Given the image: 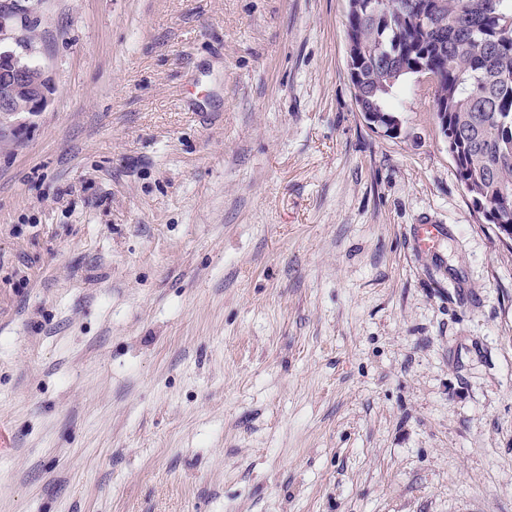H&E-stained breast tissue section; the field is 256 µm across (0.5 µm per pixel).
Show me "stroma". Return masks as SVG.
Listing matches in <instances>:
<instances>
[{"mask_svg":"<svg viewBox=\"0 0 512 512\" xmlns=\"http://www.w3.org/2000/svg\"><path fill=\"white\" fill-rule=\"evenodd\" d=\"M346 0H41L0 142V512H512V245ZM444 225L434 252L412 228ZM22 21L24 38L16 18L9 15L0 17V64L12 67L15 83L19 84L11 96L3 94L0 97V134L11 132L18 135L26 121L37 117L47 102L50 79L46 71L40 66L29 67L22 60L27 59L13 51V43L18 44L21 38L20 47H28L30 41L28 33L34 21L30 15H24Z\"/></svg>","mask_w":512,"mask_h":512,"instance_id":"stroma-1","label":"stroma"}]
</instances>
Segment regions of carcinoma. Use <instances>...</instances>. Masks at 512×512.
Returning a JSON list of instances; mask_svg holds the SVG:
<instances>
[{
    "label": "carcinoma",
    "instance_id": "obj_1",
    "mask_svg": "<svg viewBox=\"0 0 512 512\" xmlns=\"http://www.w3.org/2000/svg\"><path fill=\"white\" fill-rule=\"evenodd\" d=\"M358 109L389 113L409 76L436 81V117L474 209L512 228V0H348Z\"/></svg>",
    "mask_w": 512,
    "mask_h": 512
}]
</instances>
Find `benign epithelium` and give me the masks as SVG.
Listing matches in <instances>:
<instances>
[{
  "instance_id": "obj_1",
  "label": "benign epithelium",
  "mask_w": 512,
  "mask_h": 512,
  "mask_svg": "<svg viewBox=\"0 0 512 512\" xmlns=\"http://www.w3.org/2000/svg\"><path fill=\"white\" fill-rule=\"evenodd\" d=\"M22 38L16 18L6 15L0 17V64L9 65L15 74L16 92L0 97V134L11 132L19 134L27 121L38 116L47 102L50 79L42 67L28 66L22 57L13 51V45ZM364 122L376 132L385 136L400 131L401 119L395 115L389 125L371 122L372 114L362 113Z\"/></svg>"
}]
</instances>
